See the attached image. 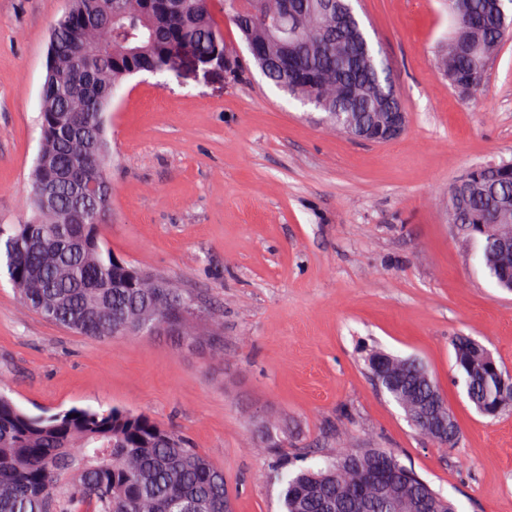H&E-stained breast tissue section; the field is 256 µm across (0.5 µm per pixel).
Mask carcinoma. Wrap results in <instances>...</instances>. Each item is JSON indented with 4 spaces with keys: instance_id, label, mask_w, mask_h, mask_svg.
I'll return each instance as SVG.
<instances>
[{
    "instance_id": "obj_1",
    "label": "carcinoma",
    "mask_w": 512,
    "mask_h": 512,
    "mask_svg": "<svg viewBox=\"0 0 512 512\" xmlns=\"http://www.w3.org/2000/svg\"><path fill=\"white\" fill-rule=\"evenodd\" d=\"M231 14L262 75L291 100L320 99L323 111L367 119L383 107L399 109L388 67L368 41L351 46L364 59L349 73L362 87L353 103L336 99L335 14L329 0H288L297 21L287 36L271 31L267 16L281 0H246ZM494 0H451L454 30L441 57L443 75L457 89L487 63L512 33L497 28ZM500 7L512 0H499ZM228 44L216 23L212 0H70L53 27V54L43 83L40 152L31 172V214L19 224H0V271L20 303L74 333L108 340L131 337L149 323L182 334L195 304L165 278L116 257L102 223L103 200L77 197L78 184L109 182L108 161L89 157L96 141L107 145L106 112L112 90L136 75L161 77L184 54L224 57ZM57 184L55 204L41 195L45 181ZM493 193L470 201L471 223L493 201L512 194L507 172L491 173ZM455 366L476 410L497 416L503 401L497 371L484 367L467 336L454 343ZM398 387L382 380L394 402L406 400L418 412L449 408L422 365L390 355ZM396 470L387 493L406 512H457L439 503L440 493L412 470L402 471L385 448H338L324 464L289 469L275 458L271 474L281 485L283 512H356L353 491L359 477L379 460ZM224 471L177 432L145 413L123 408L73 407L34 415L0 387V512H231Z\"/></svg>"
}]
</instances>
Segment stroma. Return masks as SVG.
Returning <instances> with one entry per match:
<instances>
[{"label": "stroma", "instance_id": "35a3bbf8", "mask_svg": "<svg viewBox=\"0 0 512 512\" xmlns=\"http://www.w3.org/2000/svg\"><path fill=\"white\" fill-rule=\"evenodd\" d=\"M67 6L0 0V224L29 214L49 32ZM355 8L406 132L350 139L251 66L234 80L186 61L132 77L107 114L106 237L205 306L189 321L195 339L81 336L23 308L1 276L0 377L32 414L116 406L178 431L223 469L234 512L282 510L273 457L250 444L268 417L292 466L377 445L459 512H512V407L478 414L452 348L472 337L512 371V294L446 218L467 170L512 160V38L464 96L439 71L445 0ZM216 323L220 361L205 338ZM374 350L424 365L458 421L455 446L408 424L366 368Z\"/></svg>", "mask_w": 512, "mask_h": 512}]
</instances>
